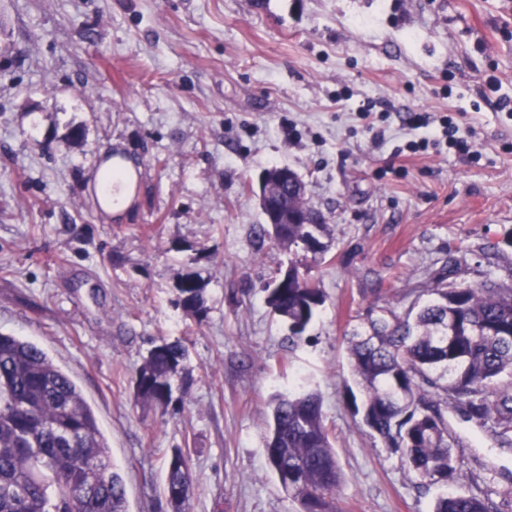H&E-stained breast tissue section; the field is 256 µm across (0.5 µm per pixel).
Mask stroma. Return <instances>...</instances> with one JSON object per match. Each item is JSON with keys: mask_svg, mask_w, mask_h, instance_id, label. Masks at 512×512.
Instances as JSON below:
<instances>
[{"mask_svg": "<svg viewBox=\"0 0 512 512\" xmlns=\"http://www.w3.org/2000/svg\"><path fill=\"white\" fill-rule=\"evenodd\" d=\"M369 102L389 110L362 119ZM410 112L453 118L474 153H406L429 134ZM116 142L137 171L119 219L96 194ZM282 165L327 226L320 256L261 230L249 183ZM511 236L512 0H0V333L79 387L128 512H166L176 447L189 512H297L265 440L273 397L301 383L321 397L341 512H431L442 486L419 487L351 413L345 336L450 269L511 282ZM294 264L326 298L297 344L267 303ZM188 276L204 319L176 304ZM163 340L187 349L165 408L133 395ZM447 416L465 489L512 512V448ZM173 460H180L178 466ZM194 475L189 453L183 448H173L166 460L165 500L170 512H187L193 491Z\"/></svg>", "mask_w": 512, "mask_h": 512, "instance_id": "1", "label": "stroma"}]
</instances>
